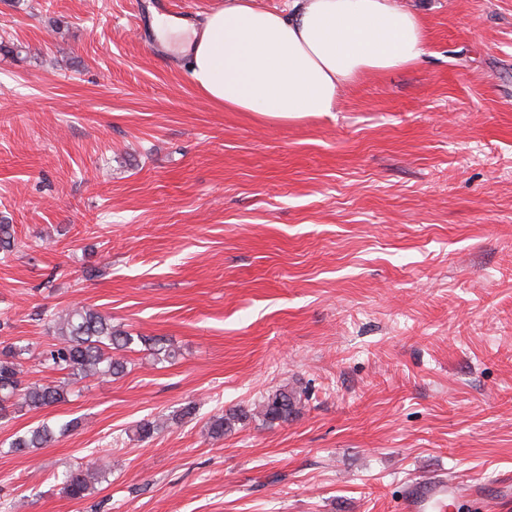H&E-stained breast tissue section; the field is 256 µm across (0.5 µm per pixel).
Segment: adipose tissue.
I'll use <instances>...</instances> for the list:
<instances>
[{
	"mask_svg": "<svg viewBox=\"0 0 512 512\" xmlns=\"http://www.w3.org/2000/svg\"><path fill=\"white\" fill-rule=\"evenodd\" d=\"M154 30L209 104L267 121L335 111L359 78L418 64L426 42L422 18L394 0H288L280 12L225 0L198 22L159 19Z\"/></svg>",
	"mask_w": 512,
	"mask_h": 512,
	"instance_id": "1",
	"label": "adipose tissue"
}]
</instances>
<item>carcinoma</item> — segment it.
Masks as SVG:
<instances>
[{"instance_id":"carcinoma-1","label":"carcinoma","mask_w":512,"mask_h":512,"mask_svg":"<svg viewBox=\"0 0 512 512\" xmlns=\"http://www.w3.org/2000/svg\"><path fill=\"white\" fill-rule=\"evenodd\" d=\"M15 247V230L11 224H0V251L11 252ZM56 343L36 356L39 363L53 371L64 373L55 383H24L25 355L29 346L8 343L0 347V410L12 401L19 407L45 408L66 401L70 385L77 380L94 377H119L127 370V360L112 351H126L140 345L155 363H171L177 351L155 336H133L112 326V319L90 306H74L53 314ZM301 395L294 390L279 388L265 397L250 410L239 408L215 415L209 424V436L221 440L236 425L260 418L274 424L286 422L298 413ZM55 437V431L47 424L31 428L16 436L10 443V451L28 454L47 447ZM103 479L96 470L74 467L68 470L60 482V492L74 500L91 494L95 483Z\"/></svg>"}]
</instances>
